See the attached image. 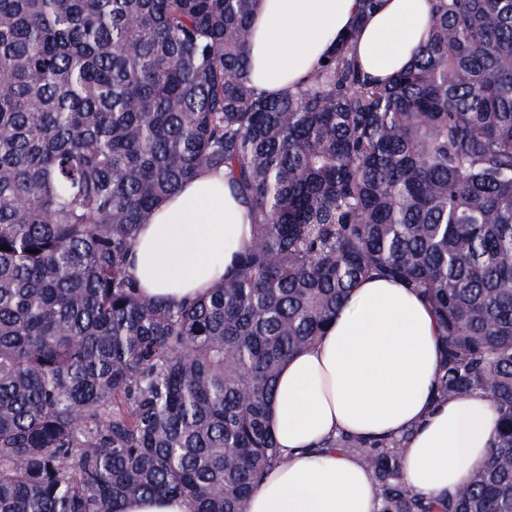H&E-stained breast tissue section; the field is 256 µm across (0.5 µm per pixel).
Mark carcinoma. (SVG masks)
Instances as JSON below:
<instances>
[{"instance_id": "cac0c4a2", "label": "carcinoma", "mask_w": 512, "mask_h": 512, "mask_svg": "<svg viewBox=\"0 0 512 512\" xmlns=\"http://www.w3.org/2000/svg\"><path fill=\"white\" fill-rule=\"evenodd\" d=\"M257 2L0 0V512H245L283 462L281 364L371 275L430 306L438 396L501 425L448 499L404 484L397 441L336 446L380 512H512V0H436L390 82L344 40L278 99L246 75ZM202 169L250 238L209 295L147 299L138 229ZM191 504L178 497L152 496L126 501L122 512H191Z\"/></svg>"}]
</instances>
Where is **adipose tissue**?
Here are the masks:
<instances>
[{
	"mask_svg": "<svg viewBox=\"0 0 512 512\" xmlns=\"http://www.w3.org/2000/svg\"><path fill=\"white\" fill-rule=\"evenodd\" d=\"M434 0H260L250 21V82L284 96L306 82L340 40L369 80L405 71L428 39ZM248 208L225 175L203 170L155 205L127 271L140 293L166 303L209 294L249 232ZM437 330L405 282L374 275L352 288L324 334L282 364L268 412L284 458L264 471L246 512H379L375 478L330 448L339 435L371 444L404 438L403 480L443 497L485 463L499 429L480 393L436 397Z\"/></svg>",
	"mask_w": 512,
	"mask_h": 512,
	"instance_id": "obj_1",
	"label": "adipose tissue"
}]
</instances>
